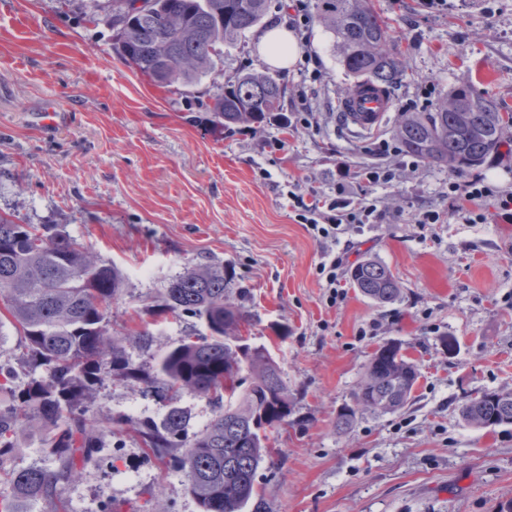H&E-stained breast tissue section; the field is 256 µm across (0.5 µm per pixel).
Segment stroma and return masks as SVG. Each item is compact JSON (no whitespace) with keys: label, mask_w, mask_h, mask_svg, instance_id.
I'll return each mask as SVG.
<instances>
[{"label":"stroma","mask_w":512,"mask_h":512,"mask_svg":"<svg viewBox=\"0 0 512 512\" xmlns=\"http://www.w3.org/2000/svg\"><path fill=\"white\" fill-rule=\"evenodd\" d=\"M102 0H0V216L59 224L115 265L125 286L112 303L117 336L151 370L181 336L205 327L188 313L158 314L170 280L199 265L223 267L252 316L242 335L280 364L292 413L270 443L274 464L256 477L259 508L245 512H499L512 506V425L466 426L460 406L487 390L512 391V220L414 224L426 207L448 212L447 168L421 164L375 194L391 215L354 236L348 262L384 263L401 298L382 307L353 284L328 305L316 267L321 246L301 224L288 186L330 191L336 164L379 163L369 148L393 139L408 112L433 111L468 85L512 113V0H374L407 75L381 127L346 125L339 102L354 79L333 36L311 20L299 45L318 74L281 69L288 125L215 128L210 81L160 86L115 51V30L93 24ZM256 30L224 49V73L264 72ZM305 89L320 132L295 122ZM282 140L284 149L272 146ZM456 340L448 354L440 339ZM398 341L419 369L410 403L363 412L337 433L372 353ZM99 407L125 416L79 478L60 484L69 512H200L183 472L146 456L142 422L166 407L120 381Z\"/></svg>","instance_id":"stroma-1"}]
</instances>
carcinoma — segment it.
Wrapping results in <instances>:
<instances>
[{"mask_svg":"<svg viewBox=\"0 0 512 512\" xmlns=\"http://www.w3.org/2000/svg\"><path fill=\"white\" fill-rule=\"evenodd\" d=\"M142 5L135 6L136 2ZM268 0H107L117 27L115 50L152 80L184 87L212 78L213 107L207 121L228 128L265 123L281 111L282 78L241 72L220 83L223 47L241 39L265 17ZM313 9L334 35L339 62L390 95L405 66L389 29L371 0H314ZM504 118L496 104L468 86L449 92L432 112H409L396 128L405 151L462 174L499 152ZM353 285L380 305L400 299L387 266L365 259L350 271ZM224 269L202 267L174 277L161 309L203 320L208 333H188L158 359L151 376L133 363L125 343L112 334V300L122 288L119 270L78 247L59 224H17L0 217V318L14 328L18 345L0 366V467L14 457L20 430L46 432L56 468L12 466L5 471L13 496L31 503L51 499L95 460L97 448L123 420L96 406L99 389L120 377L145 386L163 402L184 392L217 404L211 421L190 441L187 417L169 408L161 425L137 430L144 453L170 459L184 473L200 512H244L257 495L259 467L272 459L267 427L288 423L291 402L282 371L264 345L240 344L235 335L249 322L232 300ZM27 380H22L21 376ZM419 371L402 343L387 342L369 359L352 404L336 414V432L350 430L360 411L394 413L411 399ZM462 420L479 429L512 420V391L483 393L461 406Z\"/></svg>","mask_w":512,"mask_h":512,"instance_id":"carcinoma-1","label":"carcinoma"}]
</instances>
